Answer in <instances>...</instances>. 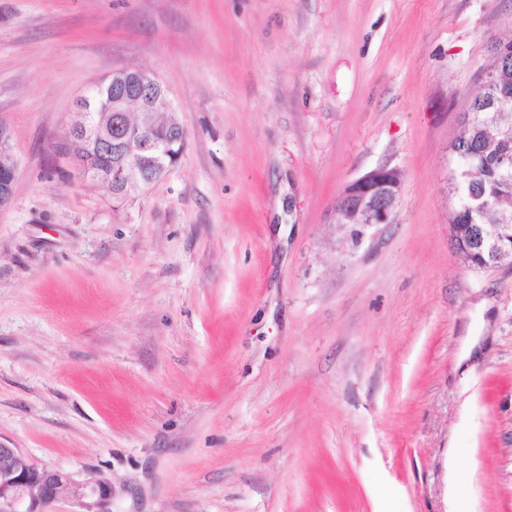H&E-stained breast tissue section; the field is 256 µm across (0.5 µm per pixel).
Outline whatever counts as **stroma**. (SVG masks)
Returning <instances> with one entry per match:
<instances>
[{"label": "stroma", "mask_w": 512, "mask_h": 512, "mask_svg": "<svg viewBox=\"0 0 512 512\" xmlns=\"http://www.w3.org/2000/svg\"><path fill=\"white\" fill-rule=\"evenodd\" d=\"M512 0H0V441L112 512H512V268L449 230L450 143ZM152 71L187 141L83 178L74 104ZM387 166L388 224L337 198ZM0 153L3 154L6 161V165L0 167V188H2L0 207H2L10 201L16 177V163L12 155L10 133L8 128L2 124L0 125Z\"/></svg>", "instance_id": "1"}]
</instances>
